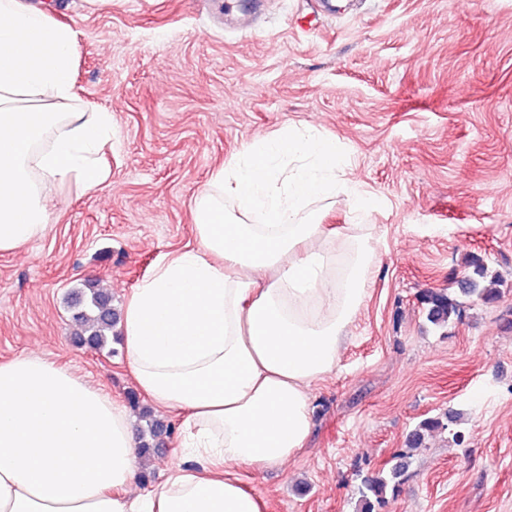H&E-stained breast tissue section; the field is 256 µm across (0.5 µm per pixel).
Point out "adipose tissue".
<instances>
[{"label":"adipose tissue","instance_id":"1","mask_svg":"<svg viewBox=\"0 0 512 512\" xmlns=\"http://www.w3.org/2000/svg\"><path fill=\"white\" fill-rule=\"evenodd\" d=\"M73 30L0 0V251L47 228L50 188L108 180L112 115L77 107ZM366 199L334 138L285 128L245 146L194 200L196 248L131 293L123 344L136 387L182 415L179 464L135 490L138 441L118 403L37 357L0 363V512H263L240 467L276 469L312 430L377 263L364 225L327 240L315 206Z\"/></svg>","mask_w":512,"mask_h":512}]
</instances>
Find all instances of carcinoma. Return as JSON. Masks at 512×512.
<instances>
[{
	"label": "carcinoma",
	"instance_id": "cac0c4a2",
	"mask_svg": "<svg viewBox=\"0 0 512 512\" xmlns=\"http://www.w3.org/2000/svg\"><path fill=\"white\" fill-rule=\"evenodd\" d=\"M467 273L459 282V293L450 294L445 289H432L420 296L427 321L437 327H446L460 315V297H476L483 302H491L500 297L494 285L500 282L499 275L492 272L483 257L471 254L466 260ZM83 299L75 304L72 319L78 327V343L96 351L105 350L111 343L112 331L118 322V314L112 309V298L94 283L85 285ZM146 427L140 431V452L148 454L163 445L164 437L171 434L172 426L144 415ZM458 413L448 411L439 417L422 420L407 438V447L420 448L425 435L436 430H446L458 424ZM408 452L402 451L394 457L395 463L375 475L363 479L358 488L357 512H376L385 501L388 489L396 487L405 473Z\"/></svg>",
	"mask_w": 512,
	"mask_h": 512
}]
</instances>
